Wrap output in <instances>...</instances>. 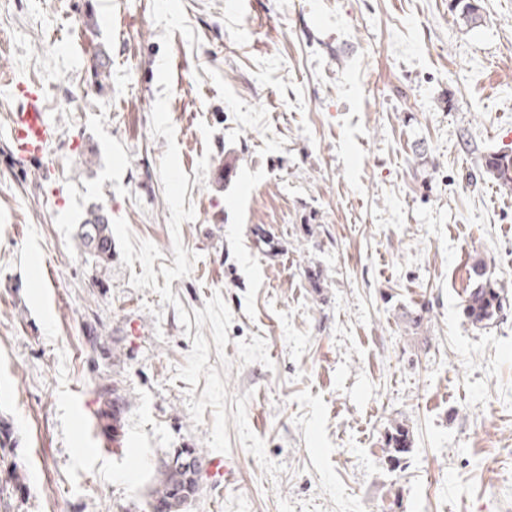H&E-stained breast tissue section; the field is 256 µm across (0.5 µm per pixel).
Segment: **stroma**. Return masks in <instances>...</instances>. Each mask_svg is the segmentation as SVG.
Masks as SVG:
<instances>
[{"label": "stroma", "mask_w": 512, "mask_h": 512, "mask_svg": "<svg viewBox=\"0 0 512 512\" xmlns=\"http://www.w3.org/2000/svg\"><path fill=\"white\" fill-rule=\"evenodd\" d=\"M477 3L467 28L451 0H0L14 512H145L185 448L234 467L186 512H512V307L463 313L475 261L512 296V191L482 169L512 146V0ZM19 81L56 131L21 165ZM109 224V213L102 205L92 210L90 217L81 224L85 254H88L96 264L103 266L112 260V236ZM116 387L117 386L113 382H104L98 385L97 392L104 405V408L100 410V418L103 420L108 421L109 419H112L115 409L118 413H121L122 411L125 412L127 406L126 397L121 395L119 389L117 391ZM105 395L112 396V400L114 397L115 403H112L111 399H103ZM383 445L389 462L399 466L412 446L409 429L404 423L394 420L387 428Z\"/></svg>", "instance_id": "35a3bbf8"}]
</instances>
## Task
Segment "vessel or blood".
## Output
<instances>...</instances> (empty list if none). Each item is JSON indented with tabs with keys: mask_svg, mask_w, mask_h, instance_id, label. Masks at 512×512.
Here are the masks:
<instances>
[{
	"mask_svg": "<svg viewBox=\"0 0 512 512\" xmlns=\"http://www.w3.org/2000/svg\"><path fill=\"white\" fill-rule=\"evenodd\" d=\"M15 93L21 105L11 117L10 139L18 161L27 163L42 158L54 137V127L40 87L19 83Z\"/></svg>",
	"mask_w": 512,
	"mask_h": 512,
	"instance_id": "vessel-or-blood-1",
	"label": "vessel or blood"
}]
</instances>
